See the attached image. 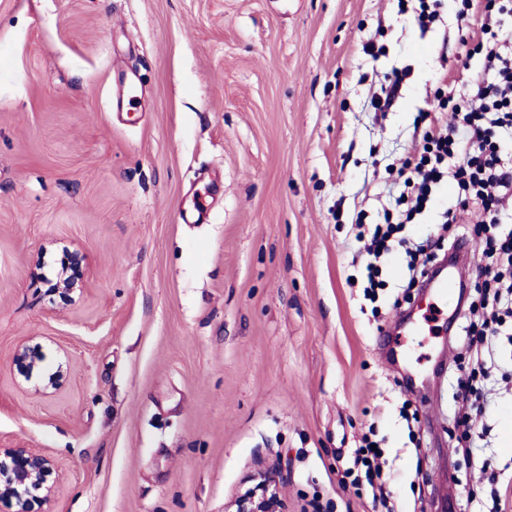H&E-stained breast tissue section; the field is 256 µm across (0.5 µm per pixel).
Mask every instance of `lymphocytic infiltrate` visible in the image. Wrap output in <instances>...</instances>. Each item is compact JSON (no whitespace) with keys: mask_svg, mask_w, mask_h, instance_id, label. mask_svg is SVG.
<instances>
[{"mask_svg":"<svg viewBox=\"0 0 512 512\" xmlns=\"http://www.w3.org/2000/svg\"><path fill=\"white\" fill-rule=\"evenodd\" d=\"M461 5V16L482 17L480 28L461 44L465 59L481 56L484 69L461 94L449 91L447 77H440L434 110L453 113L454 120L441 127L430 122L431 112L419 113L421 148L397 170L404 190L394 212L385 214L384 226L375 227L369 237L367 253L373 261L364 274L375 283V258L393 249L403 225L427 208L444 181H451L455 191L453 208L442 215L444 227L455 224L456 209L477 211L479 219L469 225L467 238L478 248L485 279L476 287L479 318L465 328L473 366L461 396L469 403L482 396L478 378L486 372L483 354L489 338L512 318V41L499 35L505 17H512V0H461ZM344 475L357 489L371 492L373 502L386 504L382 453L369 438H362L354 465Z\"/></svg>","mask_w":512,"mask_h":512,"instance_id":"lymphocytic-infiltrate-1","label":"lymphocytic infiltrate"}]
</instances>
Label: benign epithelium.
Segmentation results:
<instances>
[{
	"instance_id": "benign-epithelium-1",
	"label": "benign epithelium",
	"mask_w": 512,
	"mask_h": 512,
	"mask_svg": "<svg viewBox=\"0 0 512 512\" xmlns=\"http://www.w3.org/2000/svg\"><path fill=\"white\" fill-rule=\"evenodd\" d=\"M65 254L64 265L57 275L54 290L61 293L64 301H74V295L82 294L85 284L75 274L82 263L83 256L78 251L62 247ZM13 360L21 367L24 380L31 381L33 362L29 361L27 349L23 346L15 350ZM66 375L57 369L48 380L36 383L26 391L35 395H47L58 389ZM58 469L56 460L48 455L29 448H0V500L10 499L28 506L33 492L45 490L42 500L47 501L53 495L55 487L45 485V477ZM254 485L240 492L224 508V512H285L281 496V471L275 465L260 463L251 475Z\"/></svg>"
}]
</instances>
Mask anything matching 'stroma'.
Returning a JSON list of instances; mask_svg holds the SVG:
<instances>
[{
  "instance_id": "35a3bbf8",
  "label": "stroma",
  "mask_w": 512,
  "mask_h": 512,
  "mask_svg": "<svg viewBox=\"0 0 512 512\" xmlns=\"http://www.w3.org/2000/svg\"><path fill=\"white\" fill-rule=\"evenodd\" d=\"M458 10L423 32L398 0H0V448L57 461L39 512H224L268 459L288 512H374L342 480L367 432L393 512L444 487L448 512H485L489 478H512V346L457 453L460 316L409 287L399 247L376 301L351 281L356 216L395 206L435 51L460 86L482 70L458 69L476 25ZM131 71L145 96L119 116ZM452 201L442 185L402 237L440 236ZM56 239L83 255L69 305ZM21 344L35 377L67 370L59 390L23 391Z\"/></svg>"
}]
</instances>
